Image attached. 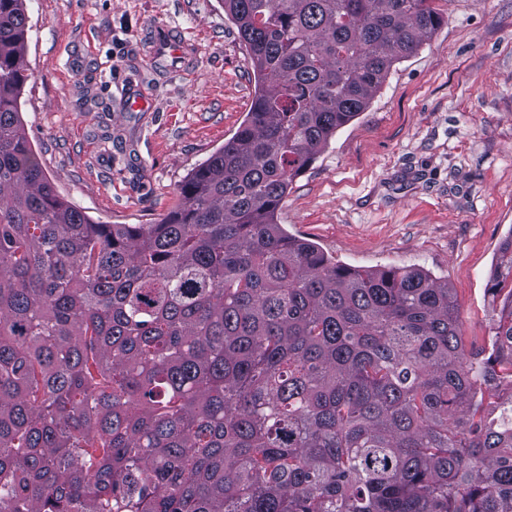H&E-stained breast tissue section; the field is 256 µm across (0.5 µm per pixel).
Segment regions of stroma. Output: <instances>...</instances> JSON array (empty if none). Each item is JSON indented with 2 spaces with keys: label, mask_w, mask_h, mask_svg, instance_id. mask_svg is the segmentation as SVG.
<instances>
[{
  "label": "stroma",
  "mask_w": 512,
  "mask_h": 512,
  "mask_svg": "<svg viewBox=\"0 0 512 512\" xmlns=\"http://www.w3.org/2000/svg\"><path fill=\"white\" fill-rule=\"evenodd\" d=\"M27 137L61 197L102 224H155L245 119L256 90L220 0H26ZM443 23L289 186L288 234L361 269L453 288L487 346L495 253L512 232V0H434ZM189 45L153 54L155 31ZM146 105L132 112V96Z\"/></svg>",
  "instance_id": "obj_1"
}]
</instances>
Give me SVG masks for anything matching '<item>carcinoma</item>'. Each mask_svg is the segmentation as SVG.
<instances>
[{
	"label": "carcinoma",
	"mask_w": 512,
	"mask_h": 512,
	"mask_svg": "<svg viewBox=\"0 0 512 512\" xmlns=\"http://www.w3.org/2000/svg\"><path fill=\"white\" fill-rule=\"evenodd\" d=\"M432 2L221 0L246 119L159 223L99 224L34 156L0 0V512H512V233L468 352L448 283L275 219Z\"/></svg>",
	"instance_id": "1"
}]
</instances>
